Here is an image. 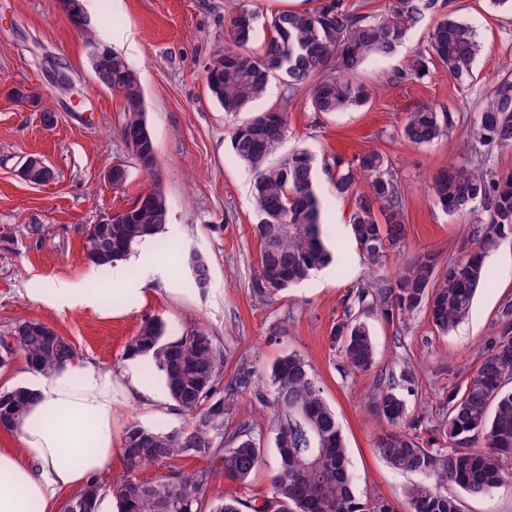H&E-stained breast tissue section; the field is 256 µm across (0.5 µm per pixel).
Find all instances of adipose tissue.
Masks as SVG:
<instances>
[{
    "label": "adipose tissue",
    "instance_id": "1",
    "mask_svg": "<svg viewBox=\"0 0 512 512\" xmlns=\"http://www.w3.org/2000/svg\"><path fill=\"white\" fill-rule=\"evenodd\" d=\"M50 306L106 309L103 291L56 281L41 290ZM144 355L112 372L75 363L50 374L31 372L34 399L19 428L18 449L0 450V512H50L58 494L85 485L112 463L130 399L154 406L163 396L145 379Z\"/></svg>",
    "mask_w": 512,
    "mask_h": 512
}]
</instances>
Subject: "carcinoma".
<instances>
[{"mask_svg": "<svg viewBox=\"0 0 512 512\" xmlns=\"http://www.w3.org/2000/svg\"><path fill=\"white\" fill-rule=\"evenodd\" d=\"M435 4L436 0H389L385 12L373 14L329 0L314 12L285 11L271 17L258 53L249 48L255 11L243 5L230 15L224 50L212 58L221 71L216 75L205 69L210 97L225 113L236 115L263 96L270 77L279 76L285 87L280 110L254 113L232 136L234 155L254 173L259 248V266L251 282L255 297L271 299L308 279L329 260L321 232V200L314 185V155L295 148L275 158L288 134V100L309 86L316 112L364 105L369 92L352 75L366 60L391 54ZM67 15L83 27L86 41L95 44L85 11ZM478 52L473 30L445 16L434 24L426 53L408 59L394 80L423 78L429 65L436 63L463 82L471 77ZM93 69L112 80V94L122 100L123 142L151 134L139 77L125 58L104 48ZM449 125L448 113L422 103L406 113L400 135L414 145H428L445 135ZM467 138L474 155L438 171L428 188L434 203L452 216L467 217L481 210L480 223L471 226L462 254L446 265H440L435 253L423 251L406 262L395 280L358 287V308L347 307L329 336L330 349L352 372H368L375 365L374 337L361 311H372L394 324L424 309L435 329L446 335L466 318L478 288L489 282L487 252L512 236V176L498 175L485 162L489 152L512 148L511 74L496 78ZM328 173L336 195H354L350 232L369 261L376 265L401 251L405 213L398 176L388 158L378 151L367 152L354 163L335 158ZM361 179L367 180V191L356 194ZM167 222L165 195L151 186L133 201L132 222L117 218L110 224L89 225L85 257L94 267L107 269L145 239L160 235ZM183 262L197 288L206 289L208 261L189 252ZM43 327L40 320H26L16 324L10 336L1 337L0 367L16 350L45 375L80 359L67 337L43 336ZM165 331L161 319H145L125 346V354L152 352L150 361L188 425L170 430L138 423L128 427L122 447L124 472L112 488L118 512H201L213 471L184 473L173 465L182 457L217 459L225 478L247 484L264 464L261 439L244 428L231 444L224 443L226 416L246 392L270 410L278 453L268 498L254 512H263L272 501L279 512H397L384 497L363 500L355 493L335 412L301 356L290 354L276 363L269 388L263 390L254 386L253 367L246 363L224 382V350L212 337L191 329L169 341ZM30 403L31 394L22 387L0 393L4 430L12 432L20 426ZM369 407L385 423L376 438L382 458L399 471L427 478L407 489L409 512H463L461 500L447 487L483 496L511 479L512 302L499 311L498 331L488 339L478 369L448 392L433 437L426 443L413 433L423 419L409 416L393 377L379 379ZM147 465H163L167 473L139 478ZM74 500L77 512H99L101 487L92 481ZM248 507L232 494L209 502V512H243Z\"/></svg>", "mask_w": 512, "mask_h": 512, "instance_id": "cac0c4a2", "label": "carcinoma"}]
</instances>
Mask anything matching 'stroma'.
Returning a JSON list of instances; mask_svg holds the SVG:
<instances>
[{
	"mask_svg": "<svg viewBox=\"0 0 512 512\" xmlns=\"http://www.w3.org/2000/svg\"><path fill=\"white\" fill-rule=\"evenodd\" d=\"M239 3L84 0L97 41L122 54L140 78L156 147L155 161L146 169L120 138L122 103L98 84L90 49L63 0H0V336L10 335L18 322L36 319L68 337L81 362L117 371L130 337L144 319L158 317L168 339L193 327L212 336L224 348L225 376L245 361L262 387L272 365L296 353L311 365L336 413L357 494L385 497L397 512H407L403 490L420 477L392 469L379 456V424L367 401L378 375L407 367L415 385L399 393L409 410L418 416L437 414L448 392L479 367L499 310L512 301V241L488 252L492 282L478 290L468 317L453 332L438 333L423 310L400 325L368 315L376 365L363 374L349 371L328 347L330 329L350 305L352 291L375 276L394 279L399 264L392 259L376 268L369 264L348 231L353 197L336 195L320 169L316 187L328 264L273 299L255 298L250 291L259 260L253 174L231 147L233 129L242 118L226 115L204 82L206 66L224 48V23ZM446 14L472 27L481 45L472 78L462 84L435 67L424 79L391 82L395 70L427 48L434 22ZM57 66L71 76L64 93L48 78ZM507 72L512 73V13L493 7L490 0H438L394 54L358 69L356 80L372 90L364 106L315 112L309 89L299 91L287 105L283 148H309L319 162L335 155L350 160L371 150L384 154L401 182L405 258L430 250L448 261L467 244L472 220L448 216L434 204L427 183L437 170L469 155L464 131L495 78ZM16 86L43 97L55 112L54 125H44L40 112L9 96ZM426 102L449 112L452 127L432 144L416 146L401 137L400 129L407 112ZM32 154L55 169L53 182L36 186L18 176ZM116 164L128 171L120 188L105 178ZM149 184L159 186L168 201L164 236L169 250L161 252L153 242L140 244L127 269L129 280H147L148 292L125 296L113 317L80 307L56 309L37 299L36 289L56 280L79 288L111 287V272L97 270L85 258V230L128 208ZM189 251L210 264L207 291L196 288L182 262ZM280 322L286 335L270 336V327ZM243 421L260 434L264 448V464L247 488L225 479L214 460L185 457L179 462L186 472L214 469L210 497L233 494L251 501L270 490L276 462L270 415L246 395L227 419V432Z\"/></svg>",
	"mask_w": 512,
	"mask_h": 512,
	"instance_id": "35a3bbf8",
	"label": "stroma"
}]
</instances>
